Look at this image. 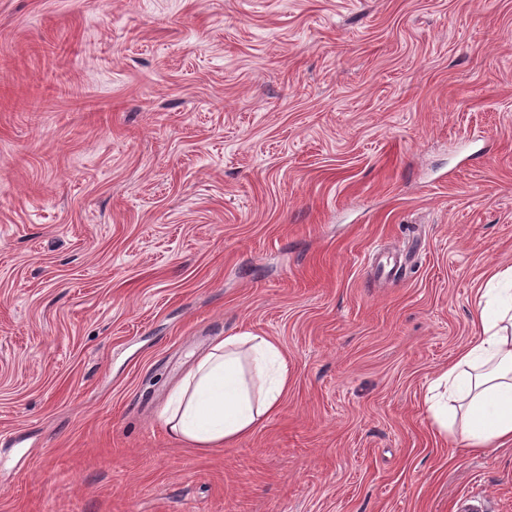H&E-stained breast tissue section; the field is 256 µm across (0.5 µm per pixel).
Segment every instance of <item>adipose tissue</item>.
Segmentation results:
<instances>
[{"label":"adipose tissue","mask_w":512,"mask_h":512,"mask_svg":"<svg viewBox=\"0 0 512 512\" xmlns=\"http://www.w3.org/2000/svg\"><path fill=\"white\" fill-rule=\"evenodd\" d=\"M287 358L266 336L243 331L195 355L159 411L177 442L207 453L251 435L281 407ZM426 410L438 434L475 451L512 445V265L478 290L474 333L431 383Z\"/></svg>","instance_id":"ef3b65f1"}]
</instances>
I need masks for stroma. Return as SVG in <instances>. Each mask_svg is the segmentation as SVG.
Listing matches in <instances>:
<instances>
[{
	"label": "stroma",
	"mask_w": 512,
	"mask_h": 512,
	"mask_svg": "<svg viewBox=\"0 0 512 512\" xmlns=\"http://www.w3.org/2000/svg\"><path fill=\"white\" fill-rule=\"evenodd\" d=\"M512 264V0H0V512H512L424 395ZM275 340L202 454L191 354ZM289 385L280 345L267 336L239 332L193 357L159 419L174 440L208 453L263 426L280 410Z\"/></svg>",
	"instance_id": "stroma-1"
}]
</instances>
